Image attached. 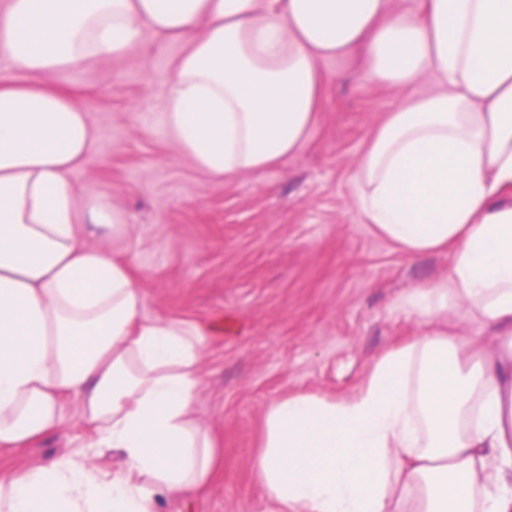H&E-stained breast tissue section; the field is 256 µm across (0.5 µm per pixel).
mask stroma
<instances>
[{
	"instance_id": "stroma-1",
	"label": "stroma",
	"mask_w": 512,
	"mask_h": 512,
	"mask_svg": "<svg viewBox=\"0 0 512 512\" xmlns=\"http://www.w3.org/2000/svg\"><path fill=\"white\" fill-rule=\"evenodd\" d=\"M181 45L144 32L136 53L77 77L98 144L72 181L100 194L132 227L100 231L144 279V312L199 328L198 419L216 436L224 467L204 491L162 498L158 512H278L254 476L268 405L296 393L352 395L375 359L432 326L494 352L491 331L449 306L437 323L408 311L420 284L447 278L448 252L412 259L368 224L353 199L358 160L406 93L362 82L364 52L326 62L321 112L287 161L223 180L172 144L162 120L165 77ZM85 426L69 416L64 438L0 452V468L82 453Z\"/></svg>"
}]
</instances>
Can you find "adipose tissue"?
I'll use <instances>...</instances> for the list:
<instances>
[{
    "label": "adipose tissue",
    "instance_id": "obj_1",
    "mask_svg": "<svg viewBox=\"0 0 512 512\" xmlns=\"http://www.w3.org/2000/svg\"><path fill=\"white\" fill-rule=\"evenodd\" d=\"M178 41L163 121L218 177L259 172L306 142L323 65L365 46L364 81L408 89L361 158L359 211L448 280L449 301L504 351L461 358L443 332L378 357L351 396L272 402L255 475L281 512H512V0H0V447L62 432L75 403L91 453L0 470V512H157L224 461L195 416L201 333L142 313L141 276L91 243L127 214L82 204L72 175L97 140L66 74ZM433 76L434 92L415 93ZM115 449L122 466L96 459Z\"/></svg>",
    "mask_w": 512,
    "mask_h": 512
}]
</instances>
